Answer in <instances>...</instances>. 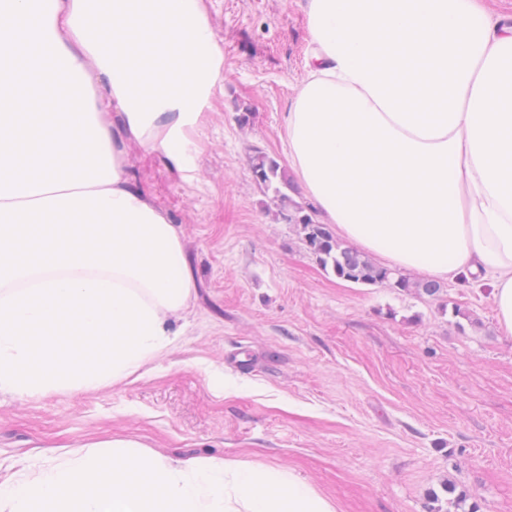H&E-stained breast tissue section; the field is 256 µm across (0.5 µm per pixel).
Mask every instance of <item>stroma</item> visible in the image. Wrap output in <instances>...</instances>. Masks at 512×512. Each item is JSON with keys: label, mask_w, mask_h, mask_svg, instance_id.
Instances as JSON below:
<instances>
[{"label": "stroma", "mask_w": 512, "mask_h": 512, "mask_svg": "<svg viewBox=\"0 0 512 512\" xmlns=\"http://www.w3.org/2000/svg\"><path fill=\"white\" fill-rule=\"evenodd\" d=\"M307 4L201 0L223 63L186 130L194 171L127 147L132 182L181 227L191 313L137 379L0 394V463L119 433L169 459L292 468L341 512H512V335L489 289L444 281L429 297L339 279L252 177L251 148L288 164Z\"/></svg>", "instance_id": "35a3bbf8"}]
</instances>
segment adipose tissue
I'll return each mask as SVG.
<instances>
[{
  "instance_id": "ef3b65f1",
  "label": "adipose tissue",
  "mask_w": 512,
  "mask_h": 512,
  "mask_svg": "<svg viewBox=\"0 0 512 512\" xmlns=\"http://www.w3.org/2000/svg\"><path fill=\"white\" fill-rule=\"evenodd\" d=\"M288 161L324 223L429 280L490 286L512 335V22L484 0H309ZM200 0H0V393L101 389L172 344L195 281L130 182L183 170L217 81ZM107 84L87 88L89 71ZM0 512H339L293 470L115 436L28 459Z\"/></svg>"
}]
</instances>
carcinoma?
<instances>
[{
    "instance_id": "obj_1",
    "label": "carcinoma",
    "mask_w": 512,
    "mask_h": 512,
    "mask_svg": "<svg viewBox=\"0 0 512 512\" xmlns=\"http://www.w3.org/2000/svg\"><path fill=\"white\" fill-rule=\"evenodd\" d=\"M253 179L272 192L278 219L301 230L306 248L323 267H331L337 278L365 285L386 284L401 291L435 296L440 286L432 281L411 280L399 272L373 262L357 248L342 244L326 225L303 212L289 195L293 186L279 163L255 148L249 156Z\"/></svg>"
}]
</instances>
